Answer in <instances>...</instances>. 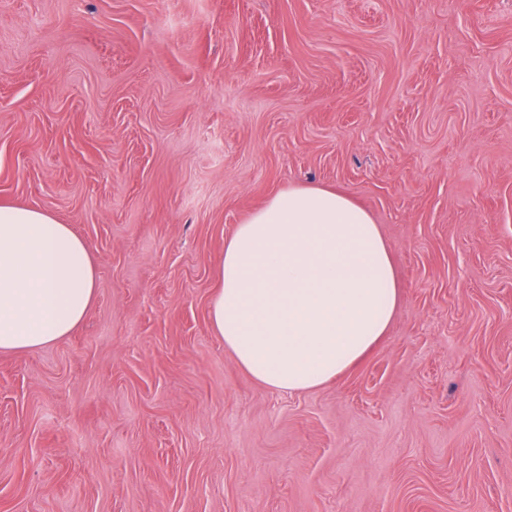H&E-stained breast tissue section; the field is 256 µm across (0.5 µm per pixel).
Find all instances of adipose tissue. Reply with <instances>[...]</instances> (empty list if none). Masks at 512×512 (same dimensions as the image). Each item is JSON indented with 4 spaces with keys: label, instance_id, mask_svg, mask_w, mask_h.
<instances>
[{
    "label": "adipose tissue",
    "instance_id": "adipose-tissue-1",
    "mask_svg": "<svg viewBox=\"0 0 512 512\" xmlns=\"http://www.w3.org/2000/svg\"><path fill=\"white\" fill-rule=\"evenodd\" d=\"M212 333L278 392L334 381L386 336L400 301L378 224L345 194L299 185L237 225L218 261ZM98 273L51 212L0 205V351L52 345L84 321Z\"/></svg>",
    "mask_w": 512,
    "mask_h": 512
}]
</instances>
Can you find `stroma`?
Here are the masks:
<instances>
[{"mask_svg": "<svg viewBox=\"0 0 512 512\" xmlns=\"http://www.w3.org/2000/svg\"><path fill=\"white\" fill-rule=\"evenodd\" d=\"M300 184L372 215L401 301L281 393L208 307ZM0 204L98 268L0 352V512H512V0H0Z\"/></svg>", "mask_w": 512, "mask_h": 512, "instance_id": "stroma-1", "label": "stroma"}]
</instances>
